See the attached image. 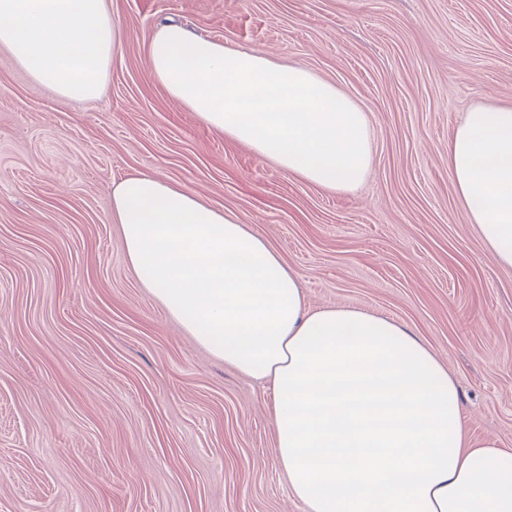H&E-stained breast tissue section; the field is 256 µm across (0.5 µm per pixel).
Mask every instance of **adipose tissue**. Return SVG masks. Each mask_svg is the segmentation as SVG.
<instances>
[{"mask_svg":"<svg viewBox=\"0 0 512 512\" xmlns=\"http://www.w3.org/2000/svg\"><path fill=\"white\" fill-rule=\"evenodd\" d=\"M121 42L107 0H0V46L65 101L99 100ZM152 74L208 127L307 183L360 189L373 127L335 83L255 50L159 27ZM448 173L494 260L512 268V102H480ZM125 259L168 315L273 392L276 455L304 512H512V452L469 438L457 384L406 324L305 307L299 279L239 216L137 172L112 187Z\"/></svg>","mask_w":512,"mask_h":512,"instance_id":"1","label":"adipose tissue"}]
</instances>
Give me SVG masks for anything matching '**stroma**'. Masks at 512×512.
<instances>
[{"label":"stroma","instance_id":"stroma-1","mask_svg":"<svg viewBox=\"0 0 512 512\" xmlns=\"http://www.w3.org/2000/svg\"><path fill=\"white\" fill-rule=\"evenodd\" d=\"M102 98L64 101L0 50V512H303L268 386L189 336L126 264L112 186L155 171L239 215L305 305L408 324L460 387L467 432L512 449V269L467 222L448 140L512 101V0H112ZM174 20L336 83L367 112L353 194L290 176L171 99Z\"/></svg>","mask_w":512,"mask_h":512}]
</instances>
